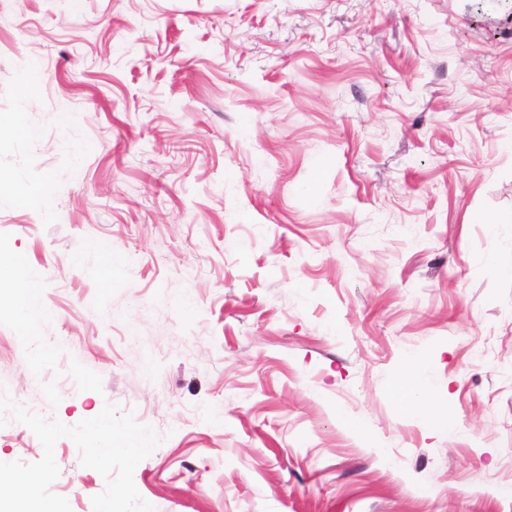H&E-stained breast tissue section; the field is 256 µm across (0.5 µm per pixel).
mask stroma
<instances>
[{
  "instance_id": "obj_1",
  "label": "stroma",
  "mask_w": 512,
  "mask_h": 512,
  "mask_svg": "<svg viewBox=\"0 0 512 512\" xmlns=\"http://www.w3.org/2000/svg\"><path fill=\"white\" fill-rule=\"evenodd\" d=\"M15 112L0 289L23 261L49 311L0 299L16 402L151 426L155 512H512V223L475 221L512 212V0H0ZM55 459L92 512L104 478ZM424 372L415 368L408 372L395 388V395L399 402H407L416 409L426 410L432 405L430 389L420 380Z\"/></svg>"
}]
</instances>
